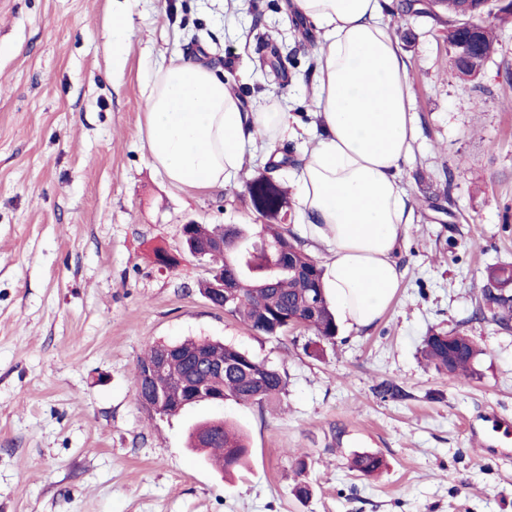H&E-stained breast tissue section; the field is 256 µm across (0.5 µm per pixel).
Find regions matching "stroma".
I'll return each mask as SVG.
<instances>
[{
    "label": "stroma",
    "mask_w": 512,
    "mask_h": 512,
    "mask_svg": "<svg viewBox=\"0 0 512 512\" xmlns=\"http://www.w3.org/2000/svg\"><path fill=\"white\" fill-rule=\"evenodd\" d=\"M115 5L0 0V512H512V454L471 434L492 413L512 421V326L479 313L488 268L512 264V21L495 22V53L466 79L444 23L391 15L414 93L402 175L416 222L388 310L328 344L261 336L211 305L209 264L184 247L190 221L259 223L244 184L266 170L265 149L248 152L239 185L189 192L138 136L146 74L177 53L224 70L244 107L277 102L312 124L317 29L301 36L287 0H126L133 35L116 73ZM263 33L281 78L259 66ZM433 332L477 341L476 378L428 364ZM187 338L266 361L284 393L149 417L137 360ZM384 382L398 398L377 396ZM212 417L247 437L228 475L187 446L190 425ZM366 451L384 458L380 474L352 471ZM300 482L309 499L294 496Z\"/></svg>",
    "instance_id": "stroma-1"
}]
</instances>
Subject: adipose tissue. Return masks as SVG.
<instances>
[{"label": "adipose tissue", "instance_id": "obj_1", "mask_svg": "<svg viewBox=\"0 0 512 512\" xmlns=\"http://www.w3.org/2000/svg\"><path fill=\"white\" fill-rule=\"evenodd\" d=\"M388 0H293L322 33L313 74L319 134L289 185L304 236L326 247V292L355 329L394 298L393 256L414 222L401 171L413 142L407 66L383 22ZM139 128L168 182L203 190L234 181L247 146L289 134L279 105L245 112L220 70L181 54L152 71Z\"/></svg>", "mask_w": 512, "mask_h": 512}]
</instances>
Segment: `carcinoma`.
<instances>
[{"label":"carcinoma","instance_id":"carcinoma-1","mask_svg":"<svg viewBox=\"0 0 512 512\" xmlns=\"http://www.w3.org/2000/svg\"><path fill=\"white\" fill-rule=\"evenodd\" d=\"M432 7L448 17L446 42L450 54L464 42V33L456 25L459 19H477L484 15L499 17L512 15L496 0H434ZM270 49L260 59L262 66L280 73V51L271 35L260 38ZM267 172L247 183L249 198L256 212L266 223L211 226L194 225L193 238L197 241L224 240V249L213 250L209 259L213 270L224 275L233 287L225 289V303L221 308L238 318L252 331L271 335L273 325L284 332L299 326L314 333L325 343H332L338 332L336 318L327 300L323 284V269L304 248L299 237L284 235L279 216L287 205L285 191ZM481 314H489L492 321L507 325L512 322V266H495L487 271V283L482 290ZM178 356L157 373L148 374L154 363L157 347H151L137 363L132 387L136 397L155 390L162 391L165 403L162 415L171 416L185 409L186 382L195 376L196 382L209 390L224 392V400L235 402L268 401L281 394L286 381L278 370L258 360L250 353L220 341L200 343L185 340L172 344ZM204 350L214 362L224 364V378H216L194 369L184 356ZM425 358L437 371L457 380L468 381L478 375L482 350L469 337L459 333H432L423 341ZM190 447L210 452L228 472L245 463L248 448L242 432L222 418L203 419L188 430ZM385 466L375 452H363L353 458V468L362 475H371Z\"/></svg>","mask_w":512,"mask_h":512}]
</instances>
